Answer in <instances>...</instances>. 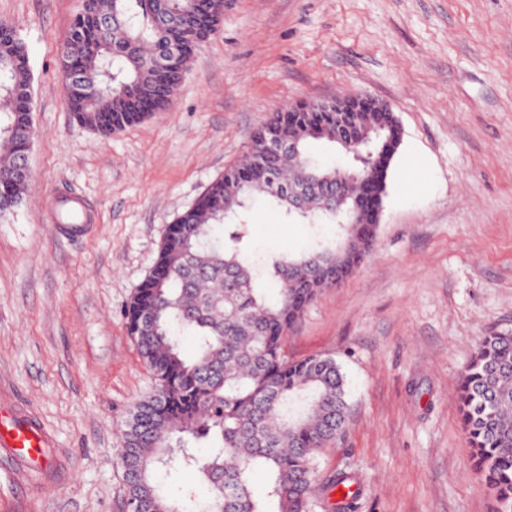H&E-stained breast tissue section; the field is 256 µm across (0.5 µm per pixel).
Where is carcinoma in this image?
Here are the masks:
<instances>
[{
	"label": "carcinoma",
	"mask_w": 512,
	"mask_h": 512,
	"mask_svg": "<svg viewBox=\"0 0 512 512\" xmlns=\"http://www.w3.org/2000/svg\"><path fill=\"white\" fill-rule=\"evenodd\" d=\"M212 0H82L61 53L62 75L82 90L66 100L75 121L110 136L170 104L197 48L217 29ZM32 74L15 26L0 20V218L23 204L30 173L22 133L32 120ZM337 115L316 108L273 113L253 133L242 159L213 180L177 215L181 232L164 235L157 258L125 310L128 334L155 387L121 430L123 512H190L192 495L170 498L153 480L160 467L181 465L207 479L215 496L208 512H313L317 452L344 431L346 376L332 357L292 360L283 336L318 291L347 278L369 255L378 225L370 222V190L348 182L341 207L326 200L336 166L317 162L308 143H336ZM369 138L399 139L387 108L350 113ZM296 142L299 156L259 159L269 130ZM357 168L377 171L378 204L387 170L377 154ZM257 197L290 218L336 224L342 240L299 255L265 260L281 283L269 301L254 287L253 264L242 255L245 225L215 229ZM195 336L185 355L176 331ZM457 400L475 469L497 501L512 508V333L484 337L459 376ZM207 444L199 459L188 444ZM267 476L255 496L251 476Z\"/></svg>",
	"instance_id": "obj_1"
}]
</instances>
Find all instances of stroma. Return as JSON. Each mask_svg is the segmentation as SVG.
I'll return each mask as SVG.
<instances>
[{"label": "stroma", "instance_id": "stroma-1", "mask_svg": "<svg viewBox=\"0 0 512 512\" xmlns=\"http://www.w3.org/2000/svg\"><path fill=\"white\" fill-rule=\"evenodd\" d=\"M81 5L0 0L28 49L37 132L25 200L0 220V394L56 452L30 478L0 456V512H121L118 431L154 386L124 308L166 225L271 113L363 94L401 128L374 248L283 339L289 358L331 355L347 376V425L317 476H352L358 512H501L473 466L457 381L484 336L512 332V0H224L168 108L109 138L74 121L61 88ZM68 196L90 215L76 237L56 229ZM245 220L271 299L263 259L336 233L261 198ZM155 478L174 497L211 496L190 468Z\"/></svg>", "mask_w": 512, "mask_h": 512}]
</instances>
